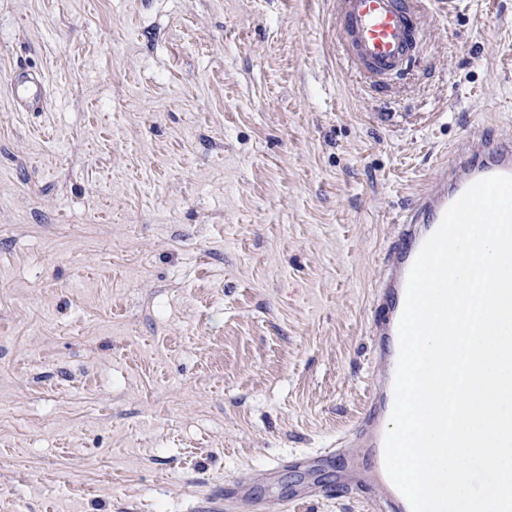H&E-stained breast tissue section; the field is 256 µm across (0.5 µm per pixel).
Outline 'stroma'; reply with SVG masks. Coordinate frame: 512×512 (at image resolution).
<instances>
[{
  "label": "stroma",
  "instance_id": "1",
  "mask_svg": "<svg viewBox=\"0 0 512 512\" xmlns=\"http://www.w3.org/2000/svg\"><path fill=\"white\" fill-rule=\"evenodd\" d=\"M418 11L372 86L333 0H0V512H196L335 447L397 215L463 134L512 138V0ZM8 89L16 112H31L43 105L46 96L41 75L26 67H19L10 74Z\"/></svg>",
  "mask_w": 512,
  "mask_h": 512
}]
</instances>
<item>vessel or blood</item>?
Instances as JSON below:
<instances>
[{"label": "vessel or blood", "instance_id": "vessel-or-blood-1", "mask_svg": "<svg viewBox=\"0 0 512 512\" xmlns=\"http://www.w3.org/2000/svg\"><path fill=\"white\" fill-rule=\"evenodd\" d=\"M336 27L351 67H366L384 76L405 64L420 34L413 0H336ZM11 104L29 112L42 106L46 89L41 75L20 67L9 76ZM492 175H512V141L479 135L463 136L448 159L404 209L398 236L383 258V274L371 318V357L381 372L365 396V406L340 451L326 449L322 461L343 455L369 459V470L341 484L343 493L379 512H411L407 499L391 482L384 463V442L394 404L393 385L399 356L398 323L405 306L407 278L426 239L436 231L446 209L474 182Z\"/></svg>", "mask_w": 512, "mask_h": 512}]
</instances>
